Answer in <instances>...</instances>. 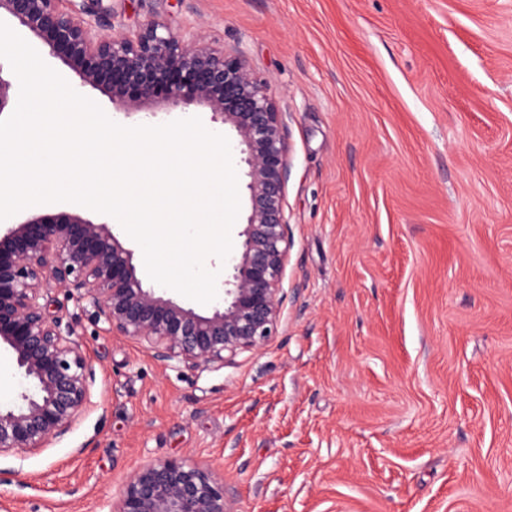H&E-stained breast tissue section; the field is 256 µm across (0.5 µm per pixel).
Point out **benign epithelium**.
Returning a JSON list of instances; mask_svg holds the SVG:
<instances>
[{"mask_svg":"<svg viewBox=\"0 0 512 512\" xmlns=\"http://www.w3.org/2000/svg\"><path fill=\"white\" fill-rule=\"evenodd\" d=\"M2 15L128 116L182 104L207 109L234 133L249 199L237 256L224 272L223 301L205 312L146 285L110 224L46 210L0 232V349L26 383L17 402L0 404L6 458L42 451L70 432L90 402L91 365L42 303L50 286L87 301L93 321L160 362L222 367L264 349L281 327L292 239L283 113L269 83L241 56L201 30L182 36L154 16L116 32L104 0H0ZM15 107L13 82L0 67V115ZM112 512L230 510L224 482L211 470L170 458L138 468Z\"/></svg>","mask_w":512,"mask_h":512,"instance_id":"obj_1","label":"benign epithelium"}]
</instances>
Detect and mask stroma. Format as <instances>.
<instances>
[{"instance_id": "obj_1", "label": "stroma", "mask_w": 512, "mask_h": 512, "mask_svg": "<svg viewBox=\"0 0 512 512\" xmlns=\"http://www.w3.org/2000/svg\"><path fill=\"white\" fill-rule=\"evenodd\" d=\"M204 29L277 97L282 327L174 367L53 289L93 377L72 430L0 460V512H110L137 467H209L233 512H512V0H110ZM114 122L126 116L49 59Z\"/></svg>"}]
</instances>
